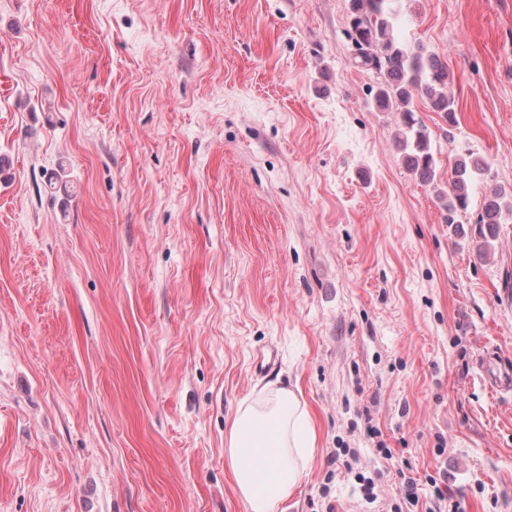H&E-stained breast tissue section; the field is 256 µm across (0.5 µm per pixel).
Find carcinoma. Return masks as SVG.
Instances as JSON below:
<instances>
[{
    "mask_svg": "<svg viewBox=\"0 0 512 512\" xmlns=\"http://www.w3.org/2000/svg\"><path fill=\"white\" fill-rule=\"evenodd\" d=\"M394 0H350L348 37L356 47L353 64L376 74L380 81L374 92L378 112L398 114L395 142L407 168L418 179L431 185L436 181L437 159L431 149L427 126L416 114L414 101L452 123L455 100L448 90V63L423 44L407 45L394 28ZM489 176L485 159L473 152L460 155L451 168V189L437 198L445 212V223L454 225L468 211L472 184ZM512 220V194L499 188L486 192L475 221V237L482 247H492L497 226Z\"/></svg>",
    "mask_w": 512,
    "mask_h": 512,
    "instance_id": "1",
    "label": "carcinoma"
}]
</instances>
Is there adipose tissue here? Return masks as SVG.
Segmentation results:
<instances>
[{"label": "adipose tissue", "mask_w": 512, "mask_h": 512, "mask_svg": "<svg viewBox=\"0 0 512 512\" xmlns=\"http://www.w3.org/2000/svg\"><path fill=\"white\" fill-rule=\"evenodd\" d=\"M226 444L228 467L249 512H274L302 481L316 436L295 392L279 389L265 400L241 403Z\"/></svg>", "instance_id": "obj_1"}]
</instances>
